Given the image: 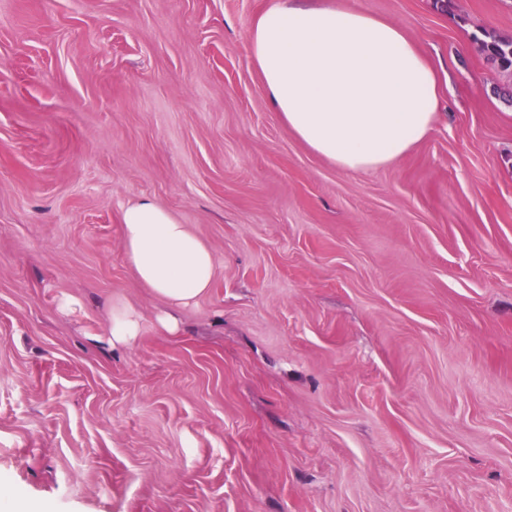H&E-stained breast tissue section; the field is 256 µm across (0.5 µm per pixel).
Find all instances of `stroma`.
<instances>
[{"label":"stroma","mask_w":512,"mask_h":512,"mask_svg":"<svg viewBox=\"0 0 512 512\" xmlns=\"http://www.w3.org/2000/svg\"><path fill=\"white\" fill-rule=\"evenodd\" d=\"M344 2L450 79L368 174L277 120L246 49L268 0H0L14 512H512V70L480 48L512 0ZM143 197L216 259L174 333L124 257ZM140 332V321L137 316L126 305L112 308L110 323V336L113 344H122L138 336Z\"/></svg>","instance_id":"obj_1"}]
</instances>
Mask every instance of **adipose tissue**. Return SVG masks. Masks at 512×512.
<instances>
[{"instance_id":"1","label":"adipose tissue","mask_w":512,"mask_h":512,"mask_svg":"<svg viewBox=\"0 0 512 512\" xmlns=\"http://www.w3.org/2000/svg\"><path fill=\"white\" fill-rule=\"evenodd\" d=\"M248 52L277 118L343 171L370 173L404 157L433 131L438 73L405 31L342 0H272L254 20ZM126 262L161 299L159 318L211 288L216 262L189 225L149 198L122 213Z\"/></svg>"}]
</instances>
